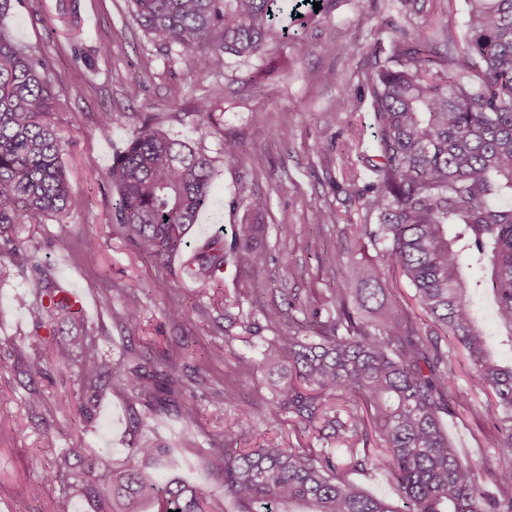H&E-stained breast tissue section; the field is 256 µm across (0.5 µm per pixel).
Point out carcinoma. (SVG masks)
I'll list each match as a JSON object with an SVG mask.
<instances>
[{"label":"carcinoma","mask_w":512,"mask_h":512,"mask_svg":"<svg viewBox=\"0 0 512 512\" xmlns=\"http://www.w3.org/2000/svg\"><path fill=\"white\" fill-rule=\"evenodd\" d=\"M131 19L162 54L191 68L224 70L226 57L250 62L272 40L282 0H128ZM336 0H294V26L302 28ZM464 46L448 31L433 35L396 28L389 55L375 63L366 88L374 103L376 154L354 152L340 164L362 166L374 179L358 194L366 219L356 225L351 264L357 288H331L323 298L283 288L284 304L262 310L277 335L264 340L260 357H238L239 371L271 394L274 417H288L296 442L277 440L236 447L248 421L238 419L224 443L202 449L223 481L224 497L239 512H512V494L481 488L473 465L448 440L443 416L468 405L471 394L492 392L499 409L493 438L512 449V365L487 350L475 317L474 292L493 294L494 319L512 345V0H468ZM78 0H55L50 24L76 27ZM64 106L50 80L48 61L0 30V250L39 273L28 281L35 328L56 335L60 320H74L68 298L39 268L38 248L19 236L25 226L78 211L85 198L61 164L62 142L53 121ZM214 164L190 142L149 124L128 140L107 179L117 193L113 218L144 255L161 260L188 247L187 234L210 202ZM264 206L238 225L231 241L216 232L198 252L192 278L223 283L224 265L251 272L267 267L270 252ZM375 257H368L369 250ZM410 281L430 319L419 324L384 305L382 267ZM123 320L140 317L139 294L120 289ZM326 319L312 322L317 304ZM467 349L473 372L459 387L452 355L437 329ZM312 335L306 336L304 332ZM78 375L94 392L118 390L143 424L174 411L188 429L197 409L185 400L186 345L172 339L157 355L128 351L126 366L98 354L96 333L82 327ZM71 362L57 344L23 361L33 380L51 364ZM128 456L148 464L171 458V449L137 441ZM93 479L69 485L75 497L101 500L108 512H222L214 493L180 480L164 482L146 466L119 463L109 453L85 461ZM74 469L71 452L58 455L48 481ZM355 471L387 473L404 507L395 509L351 480ZM494 487L512 490V454L491 474Z\"/></svg>","instance_id":"carcinoma-1"}]
</instances>
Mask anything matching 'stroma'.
Returning a JSON list of instances; mask_svg holds the SVG:
<instances>
[{
  "label": "stroma",
  "instance_id": "obj_1",
  "mask_svg": "<svg viewBox=\"0 0 512 512\" xmlns=\"http://www.w3.org/2000/svg\"><path fill=\"white\" fill-rule=\"evenodd\" d=\"M52 5L53 0H24L0 20V27L50 63V78L65 99L55 117L65 170L87 205L63 222L32 226L29 236L40 246L41 265L62 287L84 297V318L97 333L100 354L111 358L113 367H122L131 343L185 341L187 361L202 376L191 399L202 420L189 430L175 416L163 414L131 427L130 401L116 391L98 401L92 420H83L70 407L88 400L89 392L74 368L55 365L39 380L42 398L31 409L27 378L0 372V512H99L97 501L69 496L67 481H46L45 471L71 448L85 457L107 449L123 462L131 443L141 439L172 449L174 466L159 471L164 480L178 478L212 490L219 481L206 470L199 450L208 439H223L239 415L253 421V444L288 435L287 422L269 421L268 392L237 372L238 357L257 355L275 330L261 319L244 328L237 315L280 302L283 288L324 293L333 285V270H348L355 227L365 220L356 192L372 174L362 169L355 182L343 181L338 154L350 134L361 149L374 144L372 100L360 97L359 90L377 47L390 44L387 22L406 17L430 34L447 28L459 46L467 33L468 0H425L412 16L399 0H336L332 12L306 31L309 53L298 54L288 41L272 51L262 68L232 61L218 74L193 70L157 51L132 21L128 0H79V39L95 58L94 68H86L74 59L69 35L49 24ZM344 97L353 99L351 111H337L336 102ZM109 111L120 120L105 136L97 117ZM147 122L194 144L214 161L212 201L191 227L188 248L161 261L142 255L110 224L116 193L106 181L107 171L131 134ZM228 138L241 143L242 163L225 161ZM256 197L266 203L263 222L273 260L264 276L270 291L252 294L247 276L225 266L223 290L236 303L223 311L211 304L214 287L190 279L185 263L216 229L232 237ZM318 211L335 213L336 222L317 227ZM88 233L97 241L92 252L82 247ZM0 268L5 271L0 340H13L19 355L45 349L46 330L35 329L22 304L27 275L6 255L0 257ZM126 287L142 301L135 326L121 318L119 291ZM177 302L191 306L190 319L168 318V308ZM214 347L223 348V361L208 362ZM229 389L234 392L230 402L224 399ZM495 402L493 394L482 393L447 418L450 442L462 459L472 462L482 487L489 486L503 455L487 436L496 421Z\"/></svg>",
  "mask_w": 512,
  "mask_h": 512
}]
</instances>
